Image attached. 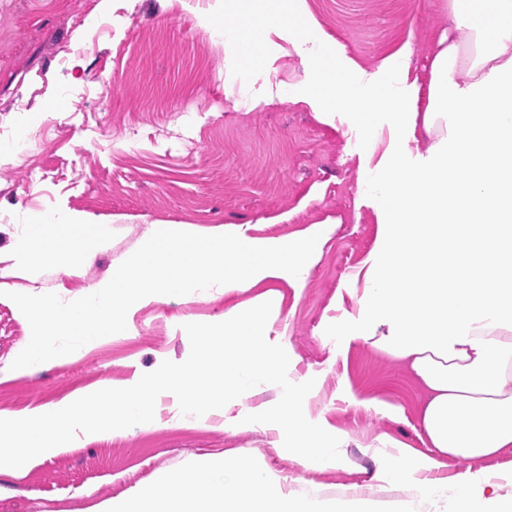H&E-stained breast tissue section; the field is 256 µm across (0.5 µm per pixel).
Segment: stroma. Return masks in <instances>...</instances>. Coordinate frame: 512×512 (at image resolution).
<instances>
[{"label": "stroma", "instance_id": "35a3bbf8", "mask_svg": "<svg viewBox=\"0 0 512 512\" xmlns=\"http://www.w3.org/2000/svg\"><path fill=\"white\" fill-rule=\"evenodd\" d=\"M0 0V145L17 132L36 136L33 154L0 152V411L20 413L60 402L103 381L126 382L190 353L185 324L217 323L235 298L220 290L184 300L167 296L133 313L127 330L86 345L56 365L12 369L28 344V321L13 292L86 296L144 242L150 226L186 224L201 232L243 225L253 237L294 238L334 219L304 288L284 281L274 331L285 334L288 378L315 386L309 419L343 438L333 466L302 469L274 445L272 433L245 424L224 427L223 414L181 417L175 395L156 402L158 424L122 436H77L74 445L33 458L21 475H0V512H87L96 502L154 489L158 479H209L197 460L223 455L253 461L285 489L322 512H427L416 474L378 478L391 464L394 439L426 453L419 422L425 392L397 362L362 342L343 345L339 330L357 311L363 281L355 274L378 233L379 183L362 173L365 138L353 125L342 84L325 90L333 124L304 103L253 104L254 79L229 63L223 42V0ZM318 39L337 58L376 70L405 42L410 76L427 88L438 39L448 27L444 0H306ZM272 40L260 77L284 93L304 73L287 41ZM233 87L234 100L225 89ZM51 215L87 219L105 228L78 269L60 257L30 267L16 258L24 225ZM392 405L389 413L362 407ZM476 471L508 474L512 448L470 461L445 457L438 476Z\"/></svg>", "mask_w": 512, "mask_h": 512}]
</instances>
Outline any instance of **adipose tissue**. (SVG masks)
<instances>
[{"label": "adipose tissue", "instance_id": "obj_1", "mask_svg": "<svg viewBox=\"0 0 512 512\" xmlns=\"http://www.w3.org/2000/svg\"><path fill=\"white\" fill-rule=\"evenodd\" d=\"M298 22L277 24L306 74L300 99L316 118L334 114L318 90L346 78L351 120L374 135L395 112L390 144L376 166L382 180L379 233L366 286L342 342L359 340L401 364L423 387L420 423L429 453L415 461L419 494L454 495L457 512L501 505V485L484 474L449 485L432 477L438 457L483 459L512 448V0H448L450 25L438 39L425 109L410 83L411 44L369 73L336 62L315 44L317 21L292 0ZM242 0H224V50L236 67L262 60ZM422 162L406 156L420 141ZM101 225L44 217L16 254L25 264L63 253L79 267L102 238ZM204 487L182 484L168 512H314L243 459L211 456Z\"/></svg>", "mask_w": 512, "mask_h": 512}]
</instances>
